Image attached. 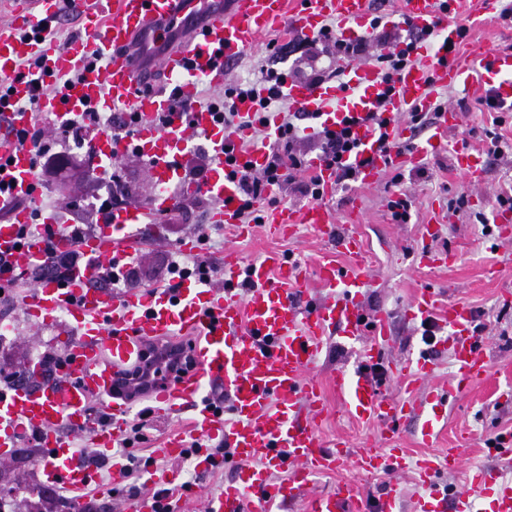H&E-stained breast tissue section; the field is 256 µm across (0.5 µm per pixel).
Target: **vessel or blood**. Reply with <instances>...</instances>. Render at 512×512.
<instances>
[{
    "label": "vessel or blood",
    "mask_w": 512,
    "mask_h": 512,
    "mask_svg": "<svg viewBox=\"0 0 512 512\" xmlns=\"http://www.w3.org/2000/svg\"><path fill=\"white\" fill-rule=\"evenodd\" d=\"M373 0H13L6 22L0 24V84L9 89L10 108L0 113V209L8 212L0 221V285L13 281L35 261L45 259L44 249L70 250L63 235L51 244L40 236L19 239L21 227L32 224L33 208L40 187L30 146L20 145L19 130L28 128L33 112L50 116L55 125L95 107L108 112L130 108L136 117L133 136L112 137L98 131L93 141L97 154L108 160L136 155L155 186L150 207L128 205L116 209L80 249L83 260L65 282L45 277L23 298L22 307L31 324L62 328L74 342L53 376L42 368L26 371L22 381L0 389V459L28 430L37 432L42 450L36 467L45 482L78 493L97 480L93 466L79 461L73 447L77 437H88L101 455H108L122 436L134 400L121 382L141 365L147 343L188 337L193 341L194 371L178 380L150 387L145 397L154 415L167 418L189 412L186 426L175 432L156 456L181 457L191 440L222 437L232 448L236 476L216 497L202 496V512H271L274 505L293 499L313 476L335 472L353 464L365 476H376L405 466L403 449L393 447L377 453H354L344 441L327 445L320 436L318 421L324 398L313 371L326 339L340 333L354 340L372 336L375 346L363 354L360 367L336 373V391L346 399L356 417L379 422L383 434H391L401 418L421 412L411 393L425 383L432 362L417 358L405 379V398L380 392L366 368L378 363L379 343L388 338L386 315L366 318L358 299L370 282L368 267L356 225L336 232L325 203L340 186V171L320 159H312L311 171L318 177L322 200L302 208H268L256 203L262 221L275 236L295 235L299 226L322 233L334 247L306 273L277 251L250 263V285L237 294L240 271L237 254L224 255V288L215 291L183 280L176 294L133 290L115 294L99 286L102 265L113 259L132 257L139 249L140 229L149 211L177 207L180 195L172 184L182 178L180 163L189 143L205 142L216 158L231 154L237 170L253 171L267 163V150L258 145L240 149L238 135L224 134L212 112L195 103L197 80L215 87L224 84V66L236 60L270 30L287 28L302 36H313L326 21H334L339 37L368 39L372 29ZM441 0H400L399 16L419 31L432 33L434 42L422 47L413 64L397 78L389 93L392 112L429 111L437 87H453L476 80L490 87L499 103H512V52L472 48L461 54L462 31L445 21ZM76 16L85 34L58 48L47 23L62 13ZM206 22L189 30L183 42L162 56L158 71L140 70L133 53L138 37L153 24L189 17ZM99 56L102 66L90 63ZM42 63L36 79L18 77V64L25 59ZM343 84L312 85L287 80L284 95L292 110L335 126L345 116L361 117L374 109L384 93L376 67L353 59L338 63ZM77 72L81 78L66 84L60 94L36 96L39 83L62 81ZM165 76L166 88L150 93L142 87ZM35 108H27L28 99ZM166 114L168 129L156 125L158 114ZM460 121L457 112L446 110L438 117L432 133L415 146L391 153L382 161L364 125L355 132L361 151L357 158L358 179L364 184L380 181L388 165L416 168L431 155L446 150L447 134ZM454 166L465 178L482 170L479 156L457 150ZM197 194L221 200L209 216L210 223L237 226L248 234L249 226L239 216L237 183L216 166L206 182L194 185ZM350 256L349 264L337 254ZM329 288H342L340 298L313 305L303 302L309 277ZM411 317L436 316L449 329L446 338L455 370L450 392L463 393L488 366L487 355L472 329V312L461 301L439 304L433 291L413 298ZM220 388L231 399L235 418L225 421L205 396L206 388ZM462 459L449 452L446 459H420L417 483L422 490L419 512H447L456 507L466 512L468 501H450L440 478L444 472L461 469ZM287 471V482L276 483L271 474ZM490 512H512V482L489 481ZM360 488L352 481L339 482L326 493L305 500V512H365Z\"/></svg>",
    "instance_id": "vessel-or-blood-1"
}]
</instances>
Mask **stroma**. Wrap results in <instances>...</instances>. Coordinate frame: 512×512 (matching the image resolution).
I'll return each instance as SVG.
<instances>
[{"label":"stroma","instance_id":"1","mask_svg":"<svg viewBox=\"0 0 512 512\" xmlns=\"http://www.w3.org/2000/svg\"><path fill=\"white\" fill-rule=\"evenodd\" d=\"M460 15L469 27L466 44H481L495 51H512V19L498 15L500 9L512 5V0H496L492 13L477 12L474 0H459ZM283 52L279 57L267 56L264 41H257L235 64L231 65L226 81L256 77L260 67L307 77L312 71L329 67L325 48H287L290 39L284 30L272 33ZM486 86L473 82L468 88L438 89L437 101L447 102L458 112L460 122L448 133L449 148L431 156L423 166L403 169V181L394 187L386 182L371 185L360 183L339 190L330 199L333 222L344 227L349 222L350 208H357L365 250L370 260L372 283L361 289L360 302L368 316L386 312L390 317V336L382 350L381 363L410 371L411 362L427 346L422 340L420 321L412 319L409 303L419 291L431 289L444 297L465 302L473 311L482 329L478 333L489 356L487 373L477 381L465 397L448 396L440 407V420L435 425L433 441H423V418H402L393 432V444L404 448L408 468L388 471L374 477H361L352 470L316 476L305 493L297 494L292 502L277 506L276 512H304L306 495L331 490L341 480L358 481L366 500H378L387 488L398 491L397 512H417L421 493L411 468L420 456L444 457L449 449H458L464 459L462 470L443 474L449 489L463 494L470 512H487L489 498L476 475L491 471L499 481L512 482V457L493 455L487 441L495 434L512 430V238H500L496 217L507 214L495 201L496 193L512 188V160L496 157L488 138L497 133L512 140V110L493 111L481 105ZM53 150L65 152L74 159V168L63 175L49 178L41 187V203L53 204L64 210L73 202L95 193L92 168L89 163L92 148L88 142L54 139ZM466 148L478 154L484 165L482 178L468 180L455 170L452 151ZM116 173L127 190L130 202L148 205L155 193L144 166L138 159H121ZM413 199L409 223H395L386 206L387 200L398 199L401 193ZM466 193L467 204L460 212H452L451 204L459 193ZM214 205L195 195L184 196L180 207L164 215L154 216L145 226L143 243L137 257L136 274L139 284L145 285L164 276L173 252L186 238L209 233L212 248L201 254L213 265H220L225 250H236L243 262L261 257L264 251L276 250L286 257L311 268L328 249L329 242L312 229L300 227L294 237L269 235L265 225L253 227L250 237H239L234 226L223 227L209 223ZM452 214L451 222L440 225L437 234L424 232L435 216ZM455 253L452 266L433 264L432 256ZM0 316L14 322L16 335L5 348H0V368L10 371L24 366L33 353H64L65 341L56 329L30 325L21 306H0ZM368 338L352 341L341 336L327 339L314 374L327 396V416L320 426L324 441L338 438L350 441L353 451L367 447L382 448L384 438L375 421L360 420L347 412L344 399L332 383L337 370L352 366L360 352L368 346ZM39 450L28 440H19L7 462L0 464L5 486L22 485L26 491L16 500L14 512H48L50 484L37 473ZM158 467L177 472L179 482H190L192 488L212 496L219 495L226 481L234 475V462H225L214 471L203 473L187 468L178 460L157 459Z\"/></svg>","mask_w":512,"mask_h":512}]
</instances>
